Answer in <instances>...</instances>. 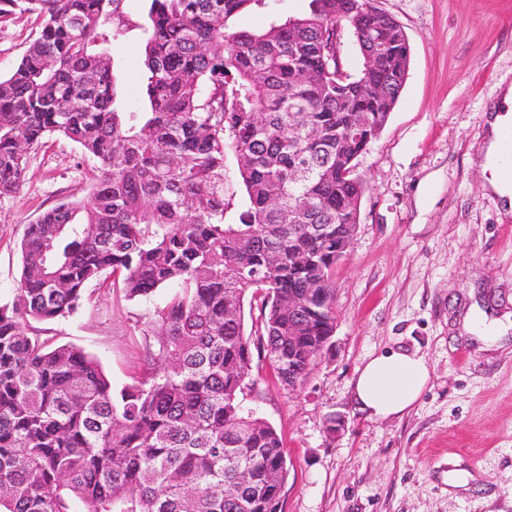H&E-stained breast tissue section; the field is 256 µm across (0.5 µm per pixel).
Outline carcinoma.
I'll use <instances>...</instances> for the list:
<instances>
[{"mask_svg": "<svg viewBox=\"0 0 512 512\" xmlns=\"http://www.w3.org/2000/svg\"><path fill=\"white\" fill-rule=\"evenodd\" d=\"M21 2L40 31L0 77V195L17 193L50 136L95 166L85 196L28 225L16 296L0 304V512H282V439L244 403V305L261 302L257 345L284 387L288 337L313 363L334 335L333 270L365 192L352 168L405 84V31L380 12V35L357 26L361 0H310L260 31L229 21L264 0H150L148 108L121 112L109 49L133 30L124 0H0V16ZM342 21L377 67L338 84ZM230 153L248 199L234 224ZM301 164L317 175L293 181ZM293 252L308 263L289 266ZM110 276L130 300L172 289L146 321L143 377L118 392L42 328ZM310 282L304 312L288 309Z\"/></svg>", "mask_w": 512, "mask_h": 512, "instance_id": "carcinoma-1", "label": "carcinoma"}]
</instances>
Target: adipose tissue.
<instances>
[{"label":"adipose tissue","mask_w":512,"mask_h":512,"mask_svg":"<svg viewBox=\"0 0 512 512\" xmlns=\"http://www.w3.org/2000/svg\"><path fill=\"white\" fill-rule=\"evenodd\" d=\"M510 126L511 112L495 114L481 150L483 166L492 172L488 189L508 208L512 207V181L505 179L501 170L507 163L502 132ZM428 380L429 369L423 357L384 352L372 356L360 369L354 385L355 399L370 417H397L417 401Z\"/></svg>","instance_id":"obj_1"}]
</instances>
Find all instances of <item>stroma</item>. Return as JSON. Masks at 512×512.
Returning <instances> with one entry per match:
<instances>
[{"mask_svg":"<svg viewBox=\"0 0 512 512\" xmlns=\"http://www.w3.org/2000/svg\"><path fill=\"white\" fill-rule=\"evenodd\" d=\"M403 27L411 61L399 101L356 174L367 190L348 257L338 263L336 328L307 381L280 386L254 356L246 397L281 436L290 464L282 512H512V212L486 188L478 150L490 112L512 87V0H374ZM309 0H267L233 17L262 30L307 12ZM21 11L0 18V76L37 35ZM136 30L110 49L117 105L144 109ZM94 162L69 140L30 154L19 193L0 196V303L15 297L27 224L86 195ZM166 291L128 299L93 287L47 332L83 349L114 389L143 372L146 317ZM507 316L481 340L462 328ZM422 356L429 381L403 415L361 411L357 371L386 351Z\"/></svg>","mask_w":512,"mask_h":512,"instance_id":"1","label":"stroma"}]
</instances>
